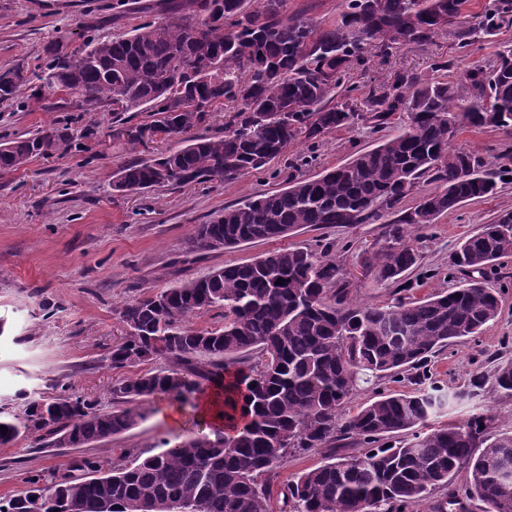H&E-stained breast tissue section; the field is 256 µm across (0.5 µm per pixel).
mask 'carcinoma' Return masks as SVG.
<instances>
[{
    "mask_svg": "<svg viewBox=\"0 0 512 512\" xmlns=\"http://www.w3.org/2000/svg\"><path fill=\"white\" fill-rule=\"evenodd\" d=\"M462 4L344 0L336 19L323 23L284 19L286 0H258L255 7L251 0H171L159 20L54 55L33 96L71 98L86 112L110 106L113 134L132 144L145 129L187 135L172 153L118 168L119 192L233 181L281 157L302 135L315 139L351 125L350 74L366 65L367 47L383 55L404 41L426 42ZM506 19L512 21V0H489L477 26L459 33V45L466 48L473 32L488 33ZM23 82L20 68L0 73V103ZM228 104L224 135L194 134ZM398 112L408 122L397 134L333 169L224 207L198 226L194 247L209 251L211 239L235 248L298 229L387 224L366 266L384 281H400L419 266L404 227L418 230L466 202L492 198L512 176L511 168L490 171L480 156L452 146L468 128L512 133V49L465 69L455 82L404 73L368 98L374 129ZM142 113L148 121L132 124ZM72 146L65 127L6 139L0 171L35 157L63 158ZM425 184L435 188L423 194ZM414 193L418 204L402 209ZM504 241L512 248V210L460 243L448 275L464 276L461 286L392 305L348 301L334 245L321 239L213 269L126 305L120 314L127 334L112 348V367L155 359L167 365L114 381L106 412L81 396L35 392L25 397L23 414L0 417V427L8 428L0 445L25 433L54 448L110 439L144 418L138 400L163 397L194 409L205 386L218 381L232 387L234 404H243L240 421L223 431L194 419L178 445L165 441L156 453H130L119 463L87 455L64 473L37 472L25 479V491L0 497V512H271L267 488L277 470L317 450L326 451L324 462L288 482L280 512H407L463 467L465 489L449 492L437 512L464 499L480 502L483 512H512V433L488 434V412L463 424L428 426L485 382L468 391L422 388L434 354L497 318L498 293L472 274L493 267ZM213 309L224 310V326L192 324ZM410 368L418 371L419 388L383 393L343 417L360 376ZM490 392L512 395V360L496 367ZM346 435L369 449L336 456V441Z\"/></svg>",
    "mask_w": 512,
    "mask_h": 512,
    "instance_id": "obj_1",
    "label": "carcinoma"
}]
</instances>
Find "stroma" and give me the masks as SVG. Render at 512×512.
Listing matches in <instances>:
<instances>
[{
    "instance_id": "obj_1",
    "label": "stroma",
    "mask_w": 512,
    "mask_h": 512,
    "mask_svg": "<svg viewBox=\"0 0 512 512\" xmlns=\"http://www.w3.org/2000/svg\"><path fill=\"white\" fill-rule=\"evenodd\" d=\"M113 0H0V72L22 68L34 76L45 70L50 50L70 52L86 39H107L125 33L144 18L166 10L167 0H131L129 10L112 8ZM460 22L439 30L432 41L393 49L372 58L367 70L354 71L356 98L390 84L396 73L427 75L437 61H448L449 80L462 70L493 60L512 46V25L476 35L467 51H459ZM28 87L15 101L0 105V141L51 124L77 132L94 129L97 137L85 151L57 158H33L24 167L0 172V412H20L22 394L47 390L50 382L67 394L98 399L110 406V387L133 375V368H111L106 356L123 341V305L162 288L205 275L213 268L250 260L282 248L314 245L327 238L335 245L347 297L360 304L388 305L404 293L422 297L452 290L448 261L461 240L490 223L501 211L512 210V183L495 197L464 204L420 230L412 243L420 269L405 284L380 281L363 265V257L384 239L382 224H355L324 231L302 229L272 241L244 244L214 252L193 248L198 224L223 212L225 206L282 189L289 174L313 176L345 163L356 151L373 148L379 137L397 133L399 117L373 133L358 120L323 134L315 150L300 143L288 149L268 170L234 182L213 180L172 190L155 187L118 192L112 174L137 158L177 149L173 139L159 136L139 145L112 135V113L101 108L82 111L74 100L29 102ZM455 148L478 154L488 168L503 163L501 152L512 136L494 128L465 130ZM487 281L500 295V313L479 335L469 336L432 357L428 370L444 389L470 387L479 377H491L498 362L512 359V256L489 270ZM411 373L359 383L343 411L353 414L380 393L410 392ZM491 407L492 432L512 431V396L480 393L437 415L435 424H458L474 409ZM138 425L111 440L81 448H40L30 438L0 445V496L24 487L36 471L65 470L84 455L119 458L121 452L156 451L158 445L183 433L181 422L167 415L169 404L156 397L141 401Z\"/></svg>"
}]
</instances>
